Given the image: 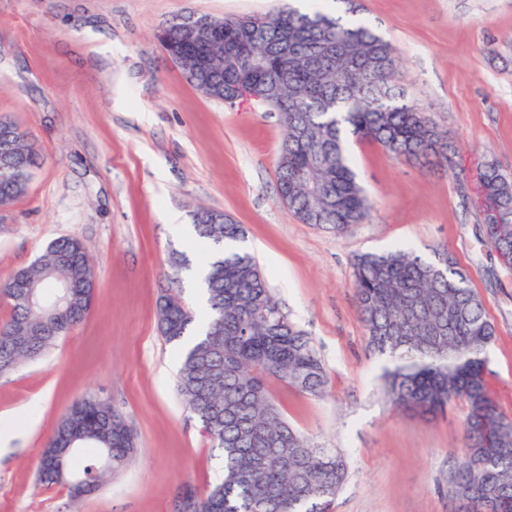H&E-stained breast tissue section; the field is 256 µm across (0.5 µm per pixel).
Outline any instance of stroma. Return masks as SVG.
Returning a JSON list of instances; mask_svg holds the SVG:
<instances>
[{"label": "stroma", "mask_w": 512, "mask_h": 512, "mask_svg": "<svg viewBox=\"0 0 512 512\" xmlns=\"http://www.w3.org/2000/svg\"><path fill=\"white\" fill-rule=\"evenodd\" d=\"M287 0H0V115L18 121L39 166L0 210V279L59 237L87 247L92 312L44 357L0 377V512H177L184 489L221 474L214 448L175 387L179 352L157 331L168 255H205L192 214L215 208L247 231L272 294L314 342L327 375L314 398L270 389L288 422L348 461L330 512H459L448 473L466 445L467 407L430 418L393 408L367 347L352 260L403 245L448 252L497 329L487 381L512 419V267L484 238L475 194L451 172L396 159L373 141L348 151L373 206L336 235L301 223L279 199L283 128L255 104L228 106L192 87L158 48L173 15L265 14ZM360 22L400 57L408 99L447 130L453 162L512 177V0H361ZM111 52H103L104 44ZM107 400L137 437L119 476L73 498L36 480L47 438L77 399Z\"/></svg>", "instance_id": "obj_1"}]
</instances>
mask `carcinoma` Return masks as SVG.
Wrapping results in <instances>:
<instances>
[{
	"label": "carcinoma",
	"mask_w": 512,
	"mask_h": 512,
	"mask_svg": "<svg viewBox=\"0 0 512 512\" xmlns=\"http://www.w3.org/2000/svg\"><path fill=\"white\" fill-rule=\"evenodd\" d=\"M181 16L172 18L161 50L178 62L208 98L233 105L240 88L273 91L265 103L284 129L277 161L279 197L303 224L342 235L363 223L372 205L346 149L347 137L381 144L395 158L448 162V133L397 84L392 44L363 23L344 24L316 5L248 17H224L219 43L186 49ZM22 159L0 168V207L26 195L38 154L24 140ZM486 196L512 224V178L482 164ZM196 235L214 245L205 259L206 307L197 313L182 299L179 271L187 255H169L172 284L157 307V330L181 343L202 331L184 352L176 390L222 459V477L191 512H328L347 476L340 452L319 448L286 419L269 391L277 379L320 397L327 379L312 340L293 325L268 288L256 257L225 250L246 229L228 214L201 208ZM93 265L82 242L51 241L46 253L13 272L0 288L10 307L0 323V375L43 355L79 320L43 308L69 285L71 305L85 302ZM353 288L368 346L385 361L380 379L398 410L434 415L465 401L466 448L448 474V495L469 497L472 512H512V420L498 409L486 379V353L496 336L481 298L447 252L427 260L397 247L360 253ZM21 323L36 336H13ZM60 434L40 454L36 478L46 486L75 478L98 484L129 465L135 436L109 402L85 397L59 421Z\"/></svg>",
	"instance_id": "obj_1"
}]
</instances>
